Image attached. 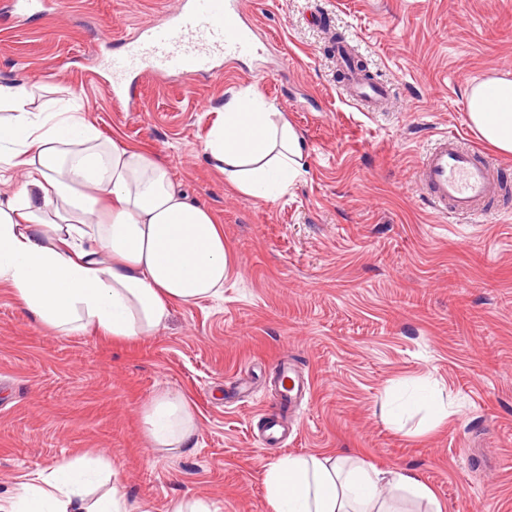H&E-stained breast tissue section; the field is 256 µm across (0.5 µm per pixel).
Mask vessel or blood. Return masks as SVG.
<instances>
[{
  "label": "vessel or blood",
  "mask_w": 512,
  "mask_h": 512,
  "mask_svg": "<svg viewBox=\"0 0 512 512\" xmlns=\"http://www.w3.org/2000/svg\"><path fill=\"white\" fill-rule=\"evenodd\" d=\"M255 29L237 6V0H184L166 15L163 24L142 29L112 56L111 94L115 103L132 101L135 73L149 69L161 75H209L221 63L255 52ZM336 59L345 71L353 98L379 112L387 94L379 84L362 78L351 63L346 45H338ZM417 182L436 212L477 217L498 196L502 184L496 165L473 145L444 134L426 150L417 167Z\"/></svg>",
  "instance_id": "vessel-or-blood-1"
}]
</instances>
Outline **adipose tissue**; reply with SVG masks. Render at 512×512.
Returning a JSON list of instances; mask_svg holds the SVG:
<instances>
[{"mask_svg":"<svg viewBox=\"0 0 512 512\" xmlns=\"http://www.w3.org/2000/svg\"><path fill=\"white\" fill-rule=\"evenodd\" d=\"M35 86H0V161L23 172L16 191L0 193V283L37 322L115 340L152 335L177 304L219 296L232 270L224 229L191 203L150 152L103 140L80 105L33 109ZM470 127L512 153V73L469 85ZM204 153L239 192L277 199L302 175L306 146L296 128L255 93L224 100L223 119ZM150 447L189 446L193 405L159 391L142 410ZM109 462L71 458L26 477L0 498V512H129L119 488L90 498ZM274 512H399L387 490L435 504L409 471L381 470L333 452L285 456L264 473Z\"/></svg>","mask_w":512,"mask_h":512,"instance_id":"obj_1","label":"adipose tissue"}]
</instances>
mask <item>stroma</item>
I'll return each instance as SVG.
<instances>
[{
	"label": "stroma",
	"mask_w": 512,
	"mask_h": 512,
	"mask_svg": "<svg viewBox=\"0 0 512 512\" xmlns=\"http://www.w3.org/2000/svg\"><path fill=\"white\" fill-rule=\"evenodd\" d=\"M176 0H61L17 25L0 13V85L77 102L102 138L159 155L224 226L237 260L220 297L173 307L150 337L115 341L36 323L0 284V495L62 460H109L133 512L203 499L272 512L263 474L285 455L336 451L409 469L441 512H512V191L478 220L432 212L416 182L441 133L489 152L465 111L469 83L512 71V0H243L260 50L216 76L147 74L118 107L101 60ZM385 84L361 110L333 62L336 38ZM251 90L303 137V175L273 201L243 195L203 147L225 97ZM309 385L261 446L279 361ZM430 379L450 403L389 416L400 384ZM197 412L191 444L150 448L141 411L158 392Z\"/></svg>",
	"instance_id": "obj_1"
}]
</instances>
